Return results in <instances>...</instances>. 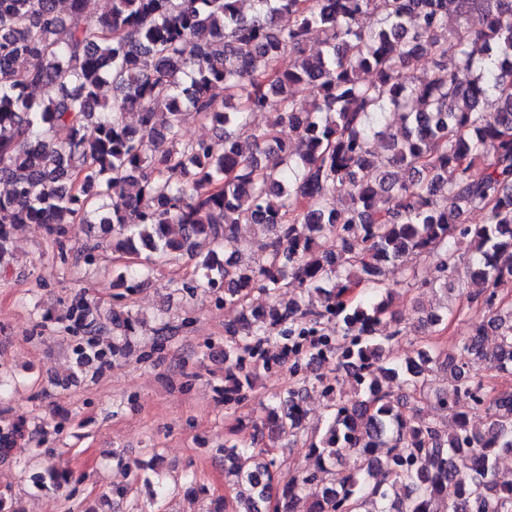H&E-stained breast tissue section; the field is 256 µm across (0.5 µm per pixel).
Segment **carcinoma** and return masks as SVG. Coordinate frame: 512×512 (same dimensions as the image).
Returning <instances> with one entry per match:
<instances>
[{"instance_id":"cac0c4a2","label":"carcinoma","mask_w":512,"mask_h":512,"mask_svg":"<svg viewBox=\"0 0 512 512\" xmlns=\"http://www.w3.org/2000/svg\"><path fill=\"white\" fill-rule=\"evenodd\" d=\"M92 2L69 0L65 16L58 0H0V267L26 224H49L59 237L75 222L95 224L115 251L141 259L118 273L130 287L144 285L151 264L198 256L197 286L222 288L224 303L247 309L224 327V403L254 387L246 351L267 370L292 355L331 357L335 371L352 372L362 397L321 389L329 416L309 445L313 464L284 485L275 483L276 443L300 436L301 402L317 384L272 397L251 446L224 439L235 512H299L301 502L304 512H512V487L495 480L500 455L512 453V391L489 401L481 379L512 367V310L500 301L512 288V0H454L459 16L478 14L483 26L453 32V57L448 0H252L250 18L239 0H111L103 15ZM315 28L325 50L310 54ZM286 52L294 65L283 70ZM421 54L432 68L414 77ZM298 84L313 89L305 112L291 95ZM35 88L48 95L32 96ZM491 95L498 106L488 112ZM130 111L136 127L125 121ZM253 112L274 120L252 128ZM387 116L401 136L368 124ZM190 117L211 122L216 137L182 141ZM394 168L409 177L396 180ZM330 193L343 209L327 205ZM473 209L483 223L463 221ZM240 224L272 233L243 264L216 251ZM452 238L469 240L466 274L481 285L468 296L472 334L453 351L428 345L395 360L388 344L403 328L388 310L393 288L382 268L434 254V281L416 287L446 288L459 272ZM290 288L299 298L281 303ZM255 290L267 306L247 305ZM71 315L87 336L72 349L80 368L108 366L140 324L128 311L102 316L85 295ZM107 321L124 334L104 346L97 336ZM273 339L284 357L263 355ZM435 367L452 383L435 395L454 420L446 437L412 406ZM462 400L484 413L483 427L457 411ZM25 432L22 419L1 422L0 456ZM349 454L361 460L356 472L336 468ZM112 459L132 482L156 484L153 512H165L163 473L145 474L115 451ZM30 480L58 490L73 473L38 467Z\"/></svg>"}]
</instances>
